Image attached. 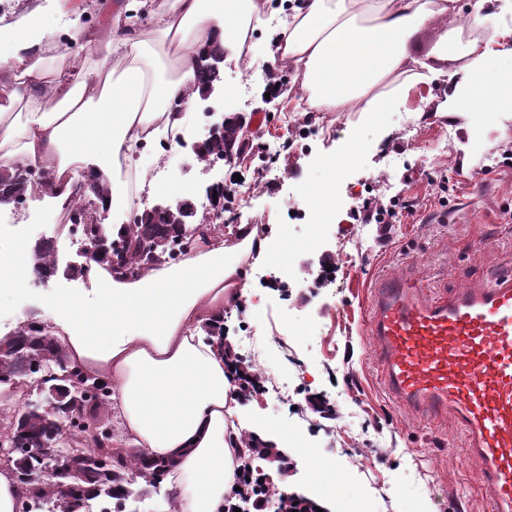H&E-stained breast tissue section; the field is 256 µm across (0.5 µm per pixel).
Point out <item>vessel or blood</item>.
Masks as SVG:
<instances>
[{
	"mask_svg": "<svg viewBox=\"0 0 512 512\" xmlns=\"http://www.w3.org/2000/svg\"><path fill=\"white\" fill-rule=\"evenodd\" d=\"M368 307L389 396L430 422L453 415L490 512H512V269L432 293L413 275L386 276Z\"/></svg>",
	"mask_w": 512,
	"mask_h": 512,
	"instance_id": "vessel-or-blood-1",
	"label": "vessel or blood"
}]
</instances>
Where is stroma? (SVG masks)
<instances>
[{"label":"stroma","mask_w":512,"mask_h":512,"mask_svg":"<svg viewBox=\"0 0 512 512\" xmlns=\"http://www.w3.org/2000/svg\"><path fill=\"white\" fill-rule=\"evenodd\" d=\"M67 19L48 0H0V26L43 34L50 54L102 60L96 46L66 35ZM246 76L222 74L225 98L196 100L192 138L207 133L206 107L243 112L252 120L244 157L203 174L192 153L166 150L162 161L135 150L148 167L152 193L136 197L131 215L162 202L193 198L209 209L204 188L223 180L235 193L213 222L226 243L242 224L256 227L270 250L245 270L250 288L224 312V329L244 368H260L259 401L239 400L236 416L263 433L288 439L290 482L342 503L369 499L376 512H489L475 461L452 417L427 423L386 392L366 331L367 301L385 275L415 271L429 288L486 282L512 265V112L480 119L442 112L453 63L443 74L380 116L313 112L293 94L294 74L279 73L266 100L272 66L266 28L254 35ZM447 177V204L434 179ZM327 188L302 200L301 184ZM413 201L394 224H361L352 213L364 200ZM56 243L57 272L33 287L0 291V321L45 316L51 297H80L81 246L64 221L45 226L41 209L0 202V253L18 242ZM267 285H260V278ZM259 317H252V310ZM325 410L316 412L312 398Z\"/></svg>","instance_id":"obj_1"}]
</instances>
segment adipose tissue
Returning a JSON list of instances; mask_svg holds the SVG:
<instances>
[{
  "label": "adipose tissue",
  "mask_w": 512,
  "mask_h": 512,
  "mask_svg": "<svg viewBox=\"0 0 512 512\" xmlns=\"http://www.w3.org/2000/svg\"><path fill=\"white\" fill-rule=\"evenodd\" d=\"M50 3L68 17L70 40L102 48L112 67L46 56L38 34L18 40L0 57L9 75L0 83V167L39 170L35 203L60 209L79 184L104 186L96 210L110 237L123 228L130 199L154 188L146 169L124 174L132 151L187 138L204 58L219 46L225 72L250 68L247 31L272 13L271 0H125L101 32L79 23L81 0ZM456 4L292 0L288 24L270 30L272 69L293 70L315 111L373 119L428 83L411 45L436 21L445 33L431 56L459 64L447 102L464 95L491 111L512 110V69H489L512 49V0L493 10L474 0L466 17ZM250 251L264 255L266 242L242 224L234 244L205 234L181 262L156 264L136 278L110 262H90L84 301H56L46 320L71 362L108 385L118 442L146 461L166 462L175 512H224L236 500L240 451L255 440V427L226 419L238 397L235 375L204 331L244 296L238 257Z\"/></svg>",
  "instance_id": "ef3b65f1"
}]
</instances>
